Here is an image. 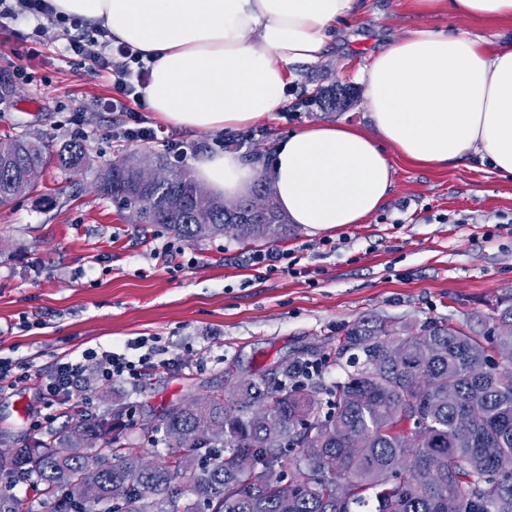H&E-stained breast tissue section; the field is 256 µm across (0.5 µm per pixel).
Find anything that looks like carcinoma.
<instances>
[{
	"mask_svg": "<svg viewBox=\"0 0 512 512\" xmlns=\"http://www.w3.org/2000/svg\"><path fill=\"white\" fill-rule=\"evenodd\" d=\"M56 157L73 177L90 165L77 142ZM46 161L41 139L0 137V205L33 191L27 175ZM155 165L174 180L151 183ZM96 180L138 223L186 241L230 233L242 215L255 220L236 233L243 241L287 228L263 181L230 206L186 169L138 152L102 165ZM404 342L419 351L397 362L390 348ZM332 362L345 378L326 385ZM226 391L212 386L195 406L172 403L143 423L183 436L159 463L127 446L118 409L78 414L43 440L0 451V479L36 473L30 492L48 512H193L181 505L186 492L205 512H512V293L459 323L359 318L321 357L293 358ZM468 411L480 422L465 428ZM61 448L93 453L65 457ZM89 468L97 481L76 499L70 486ZM273 470L276 483L267 481ZM114 483L127 486L121 505L111 503Z\"/></svg>",
	"mask_w": 512,
	"mask_h": 512,
	"instance_id": "carcinoma-1",
	"label": "carcinoma"
}]
</instances>
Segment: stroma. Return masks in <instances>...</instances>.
Listing matches in <instances>:
<instances>
[{
  "instance_id": "35a3bbf8",
  "label": "stroma",
  "mask_w": 512,
  "mask_h": 512,
  "mask_svg": "<svg viewBox=\"0 0 512 512\" xmlns=\"http://www.w3.org/2000/svg\"><path fill=\"white\" fill-rule=\"evenodd\" d=\"M420 25L512 42V21L420 16L407 0H364L361 17L337 26L320 60L291 66L280 112L228 134L172 127L141 105L157 137L136 147L165 156L170 141L182 142L189 169L230 139L243 157L266 160L297 127L363 122L361 69ZM29 31L24 22L0 31V79L13 86L0 100V137L24 130L53 153L77 140L91 166L72 183L48 163L34 192L0 206V358L46 370L64 355L119 352L153 338L170 364L135 380L79 385L62 406L47 405L34 381L1 378L0 430L16 445L45 438L74 413L97 416L118 405L129 447L159 461L168 448L142 430L148 411L329 347L361 317L458 322L512 291V178L471 162L426 168L392 156L393 185L380 211L329 231L292 224L287 236L254 244L230 234L187 242L137 223L96 190L97 167L131 146L117 134L121 114L108 109L111 77L73 60L69 35L56 26L30 54ZM330 89L336 108L301 106ZM268 251L281 256L275 267L254 263Z\"/></svg>"
}]
</instances>
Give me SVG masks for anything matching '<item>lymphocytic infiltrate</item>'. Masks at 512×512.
<instances>
[{
	"mask_svg": "<svg viewBox=\"0 0 512 512\" xmlns=\"http://www.w3.org/2000/svg\"><path fill=\"white\" fill-rule=\"evenodd\" d=\"M24 21L34 24L28 38L35 46L42 44L47 24L69 30L71 36L66 45L69 55L82 61L92 60L99 70L113 78L117 94L110 107L115 112L129 113L131 119L130 125L122 127V137L132 142L155 139V130L131 110L132 103L141 98L139 89L149 71L141 52L128 44H113L106 28L90 25L82 17L57 14L49 0H0V28ZM137 345L142 353L135 359L124 353L93 349L84 351L77 360L58 359L49 370L36 372L39 391L48 402L63 405L69 402L71 390L83 380L87 369H95L98 379L109 383L154 368L153 355L145 350V340H138Z\"/></svg>",
	"mask_w": 512,
	"mask_h": 512,
	"instance_id": "obj_1",
	"label": "lymphocytic infiltrate"
}]
</instances>
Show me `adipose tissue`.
I'll list each match as a JSON object with an SVG mask.
<instances>
[{
  "label": "adipose tissue",
  "instance_id": "obj_1",
  "mask_svg": "<svg viewBox=\"0 0 512 512\" xmlns=\"http://www.w3.org/2000/svg\"><path fill=\"white\" fill-rule=\"evenodd\" d=\"M57 12L110 30L150 68L141 94L164 123L233 131L279 111L292 64L320 59L361 0H52ZM425 15L453 11L512 20V0H411ZM366 125L317 123L280 140L266 165L218 151L194 177L227 198L270 185L292 223L314 231L359 224L393 183L391 154L445 168L477 157L512 177V45L421 26L378 52L362 72Z\"/></svg>",
  "mask_w": 512,
  "mask_h": 512
}]
</instances>
